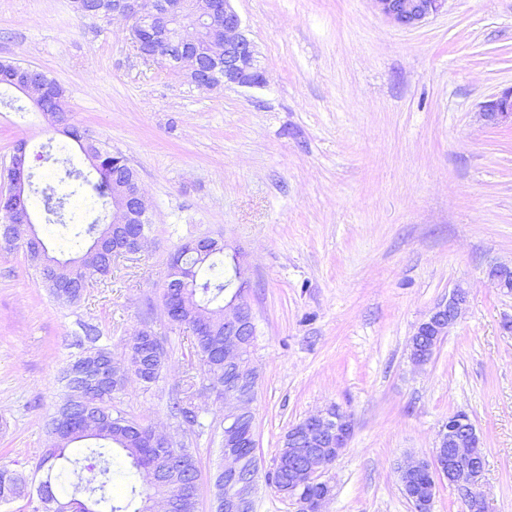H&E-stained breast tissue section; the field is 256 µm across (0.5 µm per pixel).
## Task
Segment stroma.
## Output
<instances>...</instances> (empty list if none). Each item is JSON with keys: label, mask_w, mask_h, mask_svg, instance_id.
I'll use <instances>...</instances> for the list:
<instances>
[{"label": "stroma", "mask_w": 512, "mask_h": 512, "mask_svg": "<svg viewBox=\"0 0 512 512\" xmlns=\"http://www.w3.org/2000/svg\"><path fill=\"white\" fill-rule=\"evenodd\" d=\"M256 46L263 85L196 88L136 51L131 24L76 14L70 0H0V60L38 68L65 91L70 124L121 153L150 205L156 244L117 258L80 302L54 299L23 249L0 247V467L29 476L48 446L62 370L98 326L115 359L150 324L168 360L150 387L116 403L190 448L197 512H213L224 409L190 375V338L162 309L168 258L208 234L243 252L258 336L254 402L261 473L286 431L336 405L347 448L324 473L326 512H413L396 464L430 455L464 412L485 448L487 512H512V294L488 270L512 261V128L481 105L512 88V0H448L416 28L370 0H232ZM36 189V227L69 258L39 194L91 173L50 115L0 92V184L19 141ZM464 313L425 369L407 345L456 285ZM192 386L202 429L172 417Z\"/></svg>", "instance_id": "stroma-1"}]
</instances>
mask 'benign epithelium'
<instances>
[{
	"label": "benign epithelium",
	"instance_id": "benign-epithelium-1",
	"mask_svg": "<svg viewBox=\"0 0 512 512\" xmlns=\"http://www.w3.org/2000/svg\"><path fill=\"white\" fill-rule=\"evenodd\" d=\"M374 9L396 27L412 28L438 15L447 0H371ZM121 16L134 20L135 46L144 58L159 59L171 70L184 75L198 88L210 89L234 84L252 87L264 83V76L255 65V46L243 33L239 15L231 0H169L159 11L152 0H112V12L107 18ZM194 27L216 35L210 45V61L201 59L188 45L184 31ZM40 70L23 68L11 80V86L39 105L55 93V88L37 78ZM485 120L494 127H512V89L491 97L484 103ZM8 189L0 192V239L12 241L28 250L33 249L31 238L19 233L32 223L28 207L30 182L26 168L25 146L14 153ZM121 182H135V188L120 194L112 202L110 223L114 234L129 232L132 224L149 222L148 203L130 165L117 176ZM198 253H211L219 248L218 239L200 235L185 244ZM231 258L237 268V284L227 290L224 300V369L238 366L244 351L254 353L255 342L245 344L243 337L257 335L251 306L245 297L248 268L238 250ZM488 277L502 292H512V264H496ZM468 292L456 286L448 298L435 304L416 325L408 344V360L416 369L428 365L435 346L424 343V337L442 339L448 336L466 305ZM123 365L109 360L95 361L88 366L97 385L106 388L111 376ZM246 379L231 375L224 378V424L236 427L247 422L249 432L242 438L224 435V505L222 512H254L258 491V475L253 481L238 480L243 454L256 447L254 435L255 389L258 367L249 360ZM354 430L351 415L339 407L319 410L297 423L290 432L288 448L275 458L271 485L296 506L295 512H324L333 495V486L321 480V474L346 448ZM152 442L171 450L174 457L185 450L169 435L151 430ZM482 436L463 412L448 416L442 425L430 457L408 455L396 467L404 496L415 512H432L435 490L446 482L463 506V512H485L481 492L484 474Z\"/></svg>",
	"mask_w": 512,
	"mask_h": 512
}]
</instances>
